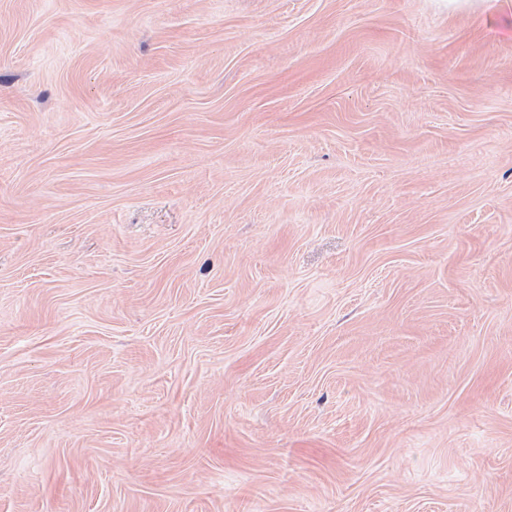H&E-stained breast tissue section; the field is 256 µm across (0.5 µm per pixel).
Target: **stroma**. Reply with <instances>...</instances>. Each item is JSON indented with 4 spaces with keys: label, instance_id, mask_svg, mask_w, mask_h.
I'll return each instance as SVG.
<instances>
[{
    "label": "stroma",
    "instance_id": "35a3bbf8",
    "mask_svg": "<svg viewBox=\"0 0 512 512\" xmlns=\"http://www.w3.org/2000/svg\"><path fill=\"white\" fill-rule=\"evenodd\" d=\"M0 512H512V5L0 0Z\"/></svg>",
    "mask_w": 512,
    "mask_h": 512
}]
</instances>
